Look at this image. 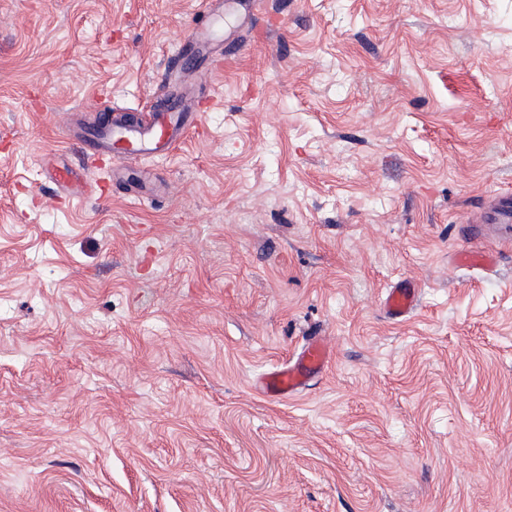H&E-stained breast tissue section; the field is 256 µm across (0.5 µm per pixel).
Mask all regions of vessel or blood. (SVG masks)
I'll return each mask as SVG.
<instances>
[{
  "label": "vessel or blood",
  "mask_w": 512,
  "mask_h": 512,
  "mask_svg": "<svg viewBox=\"0 0 512 512\" xmlns=\"http://www.w3.org/2000/svg\"><path fill=\"white\" fill-rule=\"evenodd\" d=\"M197 125V120L188 119L174 103L167 107L165 113L147 115L136 124L99 128L96 148L122 161L140 155H165ZM484 221L506 228L512 226V194L495 195ZM456 263L463 268L490 269L494 267L496 257L486 251H465L458 254ZM419 293V288L405 282L385 294L383 305L391 315L401 317L417 308ZM332 357L333 347L326 338H311L303 345L295 362L266 372L258 381L259 389L273 400L294 395L305 387L311 375L321 373Z\"/></svg>",
  "instance_id": "1"
}]
</instances>
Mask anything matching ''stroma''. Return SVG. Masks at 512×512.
I'll list each match as a JSON object with an SVG mask.
<instances>
[{
	"label": "stroma",
	"instance_id": "obj_1",
	"mask_svg": "<svg viewBox=\"0 0 512 512\" xmlns=\"http://www.w3.org/2000/svg\"><path fill=\"white\" fill-rule=\"evenodd\" d=\"M201 3L0 0V512H512V0H224L212 77ZM160 98L200 130L50 182ZM214 1L218 0L202 1V4L204 6L203 13L206 15H210V17L212 18L211 29H198L197 31H195L192 34L191 38L188 40V42L176 51V54L173 58L174 63L179 64L183 55H187L188 52L192 53L197 57H209L211 51L209 50L208 43L202 40V36L205 33L210 36L217 33L221 28L222 21L221 15L215 13L216 9L214 7L215 4H213ZM483 224H497L510 231L512 224V194H497L490 201ZM456 263L463 268L491 269L496 263V256L486 251H465L457 255ZM419 293L420 288L410 282L398 283L384 295L383 305L391 315L405 316L417 308ZM333 357V347L325 337H313L301 348L294 363H284L266 372L258 381L260 391L281 400L301 391L307 379L321 373Z\"/></svg>",
	"mask_w": 512,
	"mask_h": 512
}]
</instances>
